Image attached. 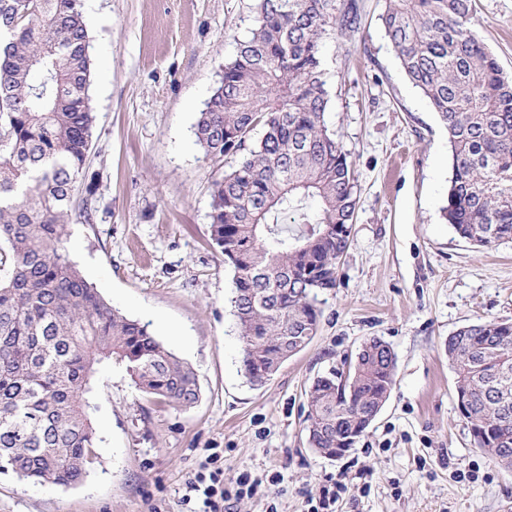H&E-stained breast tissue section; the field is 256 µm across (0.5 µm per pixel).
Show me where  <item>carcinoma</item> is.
<instances>
[{"mask_svg": "<svg viewBox=\"0 0 512 512\" xmlns=\"http://www.w3.org/2000/svg\"><path fill=\"white\" fill-rule=\"evenodd\" d=\"M472 0H386L385 35L448 133L445 219L478 248L512 241V75L470 28ZM356 0H258L254 27L200 112L198 144L232 169L214 181L210 238L233 270L248 382L264 385L317 335L318 295L350 246L357 176L324 120V41L357 28ZM93 60L83 0H0V473L69 487L93 463L96 365H126L175 407L200 396L194 371L112 309L69 260V212L91 146ZM262 136L254 139L257 129ZM364 341L349 376L308 393L307 444L342 456L395 384V354ZM474 446L512 469V322L448 337Z\"/></svg>", "mask_w": 512, "mask_h": 512, "instance_id": "1", "label": "carcinoma"}]
</instances>
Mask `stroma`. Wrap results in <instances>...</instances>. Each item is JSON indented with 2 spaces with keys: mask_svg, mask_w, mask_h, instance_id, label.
I'll return each instance as SVG.
<instances>
[{
  "mask_svg": "<svg viewBox=\"0 0 512 512\" xmlns=\"http://www.w3.org/2000/svg\"><path fill=\"white\" fill-rule=\"evenodd\" d=\"M473 4L472 31L512 74V0ZM359 6L358 31L322 51L325 121L357 175L354 238L336 288L318 297L312 343L254 387L241 370L233 272L210 239L217 168L194 128L256 0H84L94 127L67 250L112 308L193 369L201 394L174 408L123 366H99L85 480L0 474V512H187L186 484L211 448L225 478L278 476L233 512H309L332 490L335 512H512V470L474 447L446 353L464 325L512 321V242L482 250L445 221L447 131L385 35L384 0ZM373 336L396 355V384L355 449L325 458L306 440L309 388Z\"/></svg>",
  "mask_w": 512,
  "mask_h": 512,
  "instance_id": "1",
  "label": "stroma"
}]
</instances>
